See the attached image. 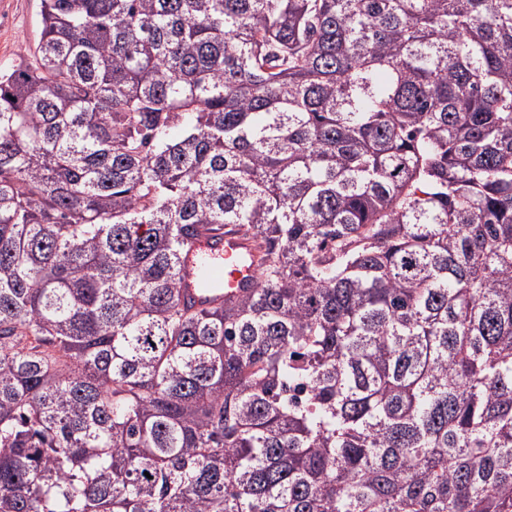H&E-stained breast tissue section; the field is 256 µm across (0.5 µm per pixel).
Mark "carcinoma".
I'll use <instances>...</instances> for the list:
<instances>
[{
  "instance_id": "obj_1",
  "label": "carcinoma",
  "mask_w": 512,
  "mask_h": 512,
  "mask_svg": "<svg viewBox=\"0 0 512 512\" xmlns=\"http://www.w3.org/2000/svg\"><path fill=\"white\" fill-rule=\"evenodd\" d=\"M0 72V512H512V0H41ZM260 253L197 307L196 237ZM216 233L194 242L189 253V267L181 283L183 293L200 302L217 305L224 297L239 294L244 288H252L255 282L259 253L251 240L235 230ZM195 257L211 258L218 261L211 265L207 276L219 284L222 294L205 295L199 292L200 278L196 272ZM214 301V302H213Z\"/></svg>"
}]
</instances>
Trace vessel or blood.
Here are the masks:
<instances>
[{
    "label": "vessel or blood",
    "mask_w": 512,
    "mask_h": 512,
    "mask_svg": "<svg viewBox=\"0 0 512 512\" xmlns=\"http://www.w3.org/2000/svg\"><path fill=\"white\" fill-rule=\"evenodd\" d=\"M191 257L209 258L213 264L208 277L221 287L214 295V302L252 287L257 270L259 253L251 240L236 231L220 232L201 238L190 248Z\"/></svg>",
    "instance_id": "1"
}]
</instances>
